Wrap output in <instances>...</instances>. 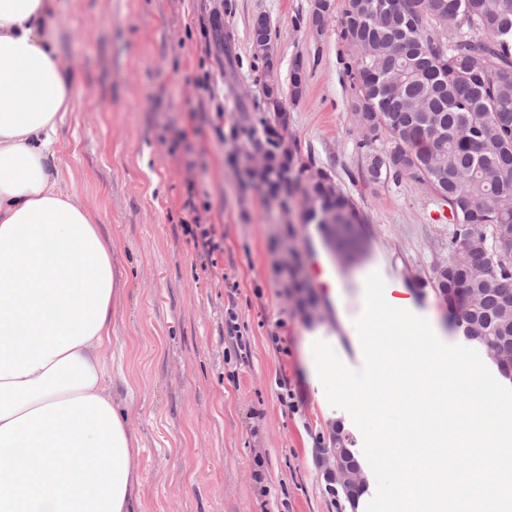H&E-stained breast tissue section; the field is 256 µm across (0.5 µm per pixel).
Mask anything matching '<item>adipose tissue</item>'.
<instances>
[{
  "label": "adipose tissue",
  "mask_w": 512,
  "mask_h": 512,
  "mask_svg": "<svg viewBox=\"0 0 512 512\" xmlns=\"http://www.w3.org/2000/svg\"><path fill=\"white\" fill-rule=\"evenodd\" d=\"M68 0H0V512H132L140 440L108 376L112 244L63 185Z\"/></svg>",
  "instance_id": "1"
}]
</instances>
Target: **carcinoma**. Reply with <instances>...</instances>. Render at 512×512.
Returning a JSON list of instances; mask_svg holds the SVG:
<instances>
[{"label":"carcinoma","mask_w":512,"mask_h":512,"mask_svg":"<svg viewBox=\"0 0 512 512\" xmlns=\"http://www.w3.org/2000/svg\"><path fill=\"white\" fill-rule=\"evenodd\" d=\"M389 0H344L339 37L366 40L367 58L347 65L357 124L382 139L373 156V182L405 176L432 186L448 206V274L434 278L440 292L489 288L484 307L463 321L464 336L486 346L492 336H512V267L500 240L512 235V0H414L408 15L392 6L381 23L373 15ZM482 58H473L474 53ZM398 83L401 95L390 98ZM270 159L279 134L263 112ZM329 204L336 223L358 214L341 191Z\"/></svg>","instance_id":"obj_1"}]
</instances>
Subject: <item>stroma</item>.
Masks as SVG:
<instances>
[{
	"label": "stroma",
	"instance_id": "stroma-1",
	"mask_svg": "<svg viewBox=\"0 0 512 512\" xmlns=\"http://www.w3.org/2000/svg\"><path fill=\"white\" fill-rule=\"evenodd\" d=\"M312 9L313 0H73L57 23V53L77 73L62 164L112 241L121 288L109 370L140 438L146 494L134 512H338L314 450L329 446L335 421L354 453L363 440L343 410L314 400L301 366L307 333L321 324L360 368L353 321L377 270L458 334L433 283L448 255L443 205L408 176L369 181L383 143L362 147L349 53L336 21L308 28ZM260 14L296 154L328 172L359 215L362 250L348 265L334 261L303 191L280 204L240 149L242 125L263 107L250 40ZM299 56L307 84L296 98ZM189 224L211 225L223 250L203 251ZM317 261L339 287L318 290L311 316L288 281L313 285Z\"/></svg>",
	"mask_w": 512,
	"mask_h": 512
}]
</instances>
